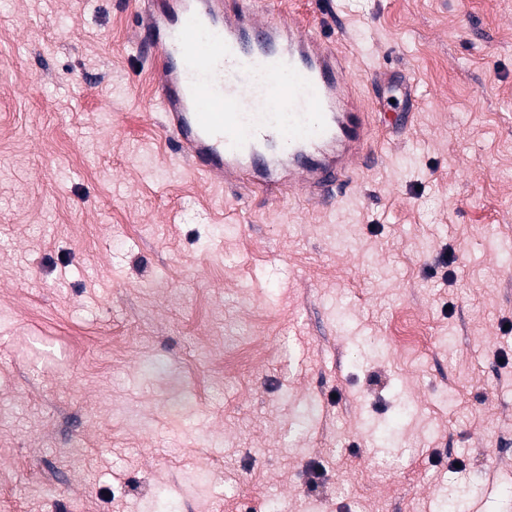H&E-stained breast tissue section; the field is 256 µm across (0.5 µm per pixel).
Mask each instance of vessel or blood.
Here are the masks:
<instances>
[{
	"label": "vessel or blood",
	"mask_w": 512,
	"mask_h": 512,
	"mask_svg": "<svg viewBox=\"0 0 512 512\" xmlns=\"http://www.w3.org/2000/svg\"><path fill=\"white\" fill-rule=\"evenodd\" d=\"M147 3L137 51L160 76L163 125L194 171L318 204L346 194L373 128L322 37L224 0Z\"/></svg>",
	"instance_id": "obj_1"
}]
</instances>
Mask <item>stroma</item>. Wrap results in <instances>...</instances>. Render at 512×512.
Listing matches in <instances>:
<instances>
[{"label":"stroma","mask_w":512,"mask_h":512,"mask_svg":"<svg viewBox=\"0 0 512 512\" xmlns=\"http://www.w3.org/2000/svg\"><path fill=\"white\" fill-rule=\"evenodd\" d=\"M334 3L323 207L177 157L138 0H0V512H512V0Z\"/></svg>","instance_id":"35a3bbf8"}]
</instances>
